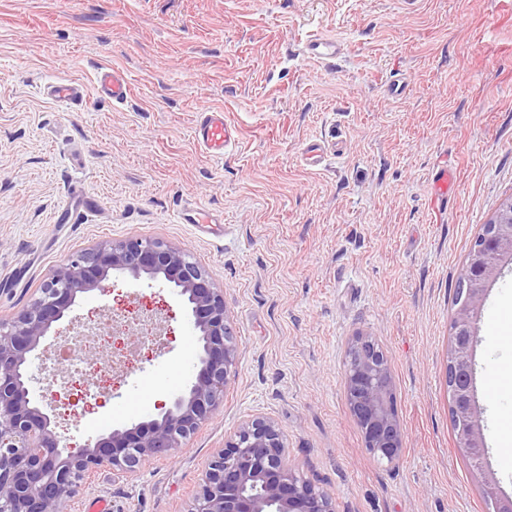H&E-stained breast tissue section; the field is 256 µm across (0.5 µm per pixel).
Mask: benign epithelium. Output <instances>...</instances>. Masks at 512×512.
Here are the masks:
<instances>
[{
  "mask_svg": "<svg viewBox=\"0 0 512 512\" xmlns=\"http://www.w3.org/2000/svg\"><path fill=\"white\" fill-rule=\"evenodd\" d=\"M508 259L512 261V196L472 243L459 280L448 371L453 420L465 453L484 446L481 408L470 377L478 312L488 283ZM114 272L135 280H163L187 300L200 344L195 370L187 388L159 406L155 417L63 447L50 415L35 398L32 365L53 325L79 296L106 293L105 282ZM237 350L224 291L185 250L129 237L74 255L49 274L39 295L16 317L0 320V512H60L63 499L83 494L88 475L133 474L145 460L184 447L223 404ZM344 379L366 450L381 463L396 464L403 453V429L391 368L374 337L359 333L351 339ZM479 475L498 512H512V498L498 495L490 468L481 467ZM188 512H335V505L287 463L275 423L255 417L213 455Z\"/></svg>",
  "mask_w": 512,
  "mask_h": 512,
  "instance_id": "1",
  "label": "benign epithelium"
}]
</instances>
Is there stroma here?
<instances>
[{"label": "stroma", "instance_id": "stroma-1", "mask_svg": "<svg viewBox=\"0 0 512 512\" xmlns=\"http://www.w3.org/2000/svg\"><path fill=\"white\" fill-rule=\"evenodd\" d=\"M320 34L336 60L306 53ZM131 97L99 94L101 66ZM407 91L390 97V80ZM61 80L83 99L43 92ZM220 106L239 141L216 159L193 140ZM456 184L432 204L433 177ZM88 205L65 207L73 185ZM512 196V0H0V319L80 251L128 237L185 249L224 290L238 339L224 404L186 447L132 476L101 472L64 512H188L214 452L246 421L272 420L290 465L336 512H488L457 447L447 383L458 279L471 245ZM191 200L223 234L182 224ZM81 297L39 350L35 392L63 443L138 421L180 391L198 353L172 288L115 275ZM112 379L97 413L62 349L92 319ZM479 369L512 376V270L478 329ZM374 336L391 367L404 450H366L347 403L345 350ZM99 91L112 99L113 104H124L130 97V82L124 71L115 67H100L96 73ZM82 91V87L73 82H52L43 89L47 97L65 105L79 102Z\"/></svg>", "mask_w": 512, "mask_h": 512}]
</instances>
